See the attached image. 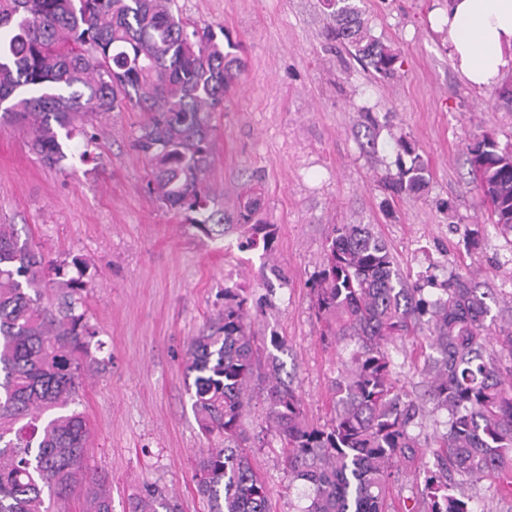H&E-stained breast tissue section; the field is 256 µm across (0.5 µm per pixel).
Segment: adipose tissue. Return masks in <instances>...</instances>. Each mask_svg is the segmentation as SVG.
I'll return each mask as SVG.
<instances>
[{"label": "adipose tissue", "instance_id": "ef3b65f1", "mask_svg": "<svg viewBox=\"0 0 512 512\" xmlns=\"http://www.w3.org/2000/svg\"><path fill=\"white\" fill-rule=\"evenodd\" d=\"M448 55L470 86L485 89L512 74V0H448Z\"/></svg>", "mask_w": 512, "mask_h": 512}]
</instances>
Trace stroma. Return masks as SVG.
Here are the masks:
<instances>
[{"mask_svg":"<svg viewBox=\"0 0 512 512\" xmlns=\"http://www.w3.org/2000/svg\"><path fill=\"white\" fill-rule=\"evenodd\" d=\"M354 4L371 35L398 51L392 76L377 77L327 39L333 20L323 0H175L182 18L224 29L246 62L210 115L206 182L216 208L229 213L247 189L259 193L260 216L276 227L271 255L241 249L237 231L208 237L149 197L150 166L133 147L143 117L132 107L97 118V162L80 161L77 137L62 171L29 152L19 124H0V222L50 259L92 266L85 310L112 363L87 379L78 408L92 429L86 466L108 477L113 512H125L146 482L166 491L178 512H208L194 466L218 442L196 421L184 361L225 289L250 288L262 304L253 331L284 339L282 378L312 423L328 420L341 351L320 341L310 280L333 225H370L408 286L432 293L453 276L471 278L486 295L492 329L512 328V236L492 223L465 155L483 132L512 144V102L458 76L440 29L448 0ZM401 138L427 165V184L412 198L388 187ZM469 229L477 245H467ZM387 350L399 386L422 400L423 338L396 339ZM445 419L424 406L420 445L392 486V512H420L416 475L435 467ZM254 463L271 512H302L307 490L283 466L278 438L266 437Z\"/></svg>","mask_w":512,"mask_h":512,"instance_id":"1","label":"stroma"}]
</instances>
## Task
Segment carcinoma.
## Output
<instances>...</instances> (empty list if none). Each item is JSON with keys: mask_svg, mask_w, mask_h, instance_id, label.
I'll list each match as a JSON object with an SVG mask.
<instances>
[{"mask_svg": "<svg viewBox=\"0 0 512 512\" xmlns=\"http://www.w3.org/2000/svg\"><path fill=\"white\" fill-rule=\"evenodd\" d=\"M174 0H0V118L24 125L28 146L48 168L64 167L69 142L83 137V163L96 159L94 117L122 104L144 114L135 149L151 171L147 193L210 236L242 230L243 249H271L274 225L258 218L260 198L229 215L211 207L205 180L213 162L210 113L244 70L238 45L209 25L189 23ZM328 30L382 78L399 55L373 39L350 0H325ZM392 187L412 196L426 166L399 140ZM491 218L512 235V146L483 133L467 145ZM92 282L89 263L48 260L0 224V512H51L49 502L84 487V512H112L104 475L90 476L84 456L91 427L75 404L85 380L106 369L104 343L77 311ZM320 339L348 350L332 386L334 413L310 424L282 364L255 336L256 306L244 287L224 289V310L187 349L193 408L208 436L224 439L195 465V486L209 512H270L267 485L253 466L243 416L267 403L266 431L284 447L292 480L309 488L303 512H387L395 468L413 456L416 405L404 400L386 350L396 337L423 333L433 355L428 400L448 415L437 469L425 470L424 512H480L448 473L479 481L512 471V330L492 335L488 306L457 275L434 298L405 287L388 248L365 224H335L323 269L311 281ZM511 365L503 367V358ZM126 512H176L158 487L132 494Z\"/></svg>", "mask_w": 512, "mask_h": 512, "instance_id": "obj_1", "label": "carcinoma"}]
</instances>
